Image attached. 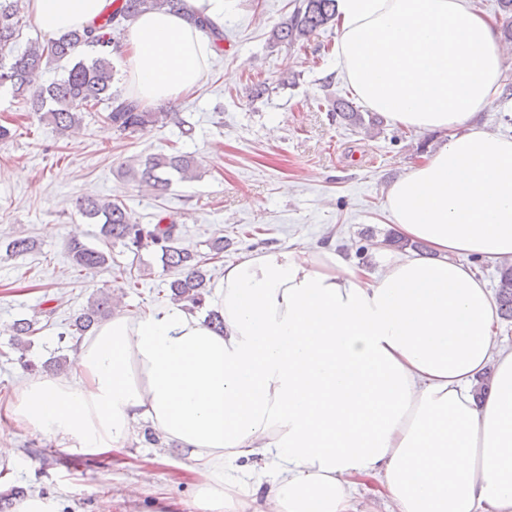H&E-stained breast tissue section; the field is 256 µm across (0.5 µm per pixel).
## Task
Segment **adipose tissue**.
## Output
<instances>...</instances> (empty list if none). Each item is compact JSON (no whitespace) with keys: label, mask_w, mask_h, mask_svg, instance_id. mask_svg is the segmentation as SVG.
Returning a JSON list of instances; mask_svg holds the SVG:
<instances>
[{"label":"adipose tissue","mask_w":512,"mask_h":512,"mask_svg":"<svg viewBox=\"0 0 512 512\" xmlns=\"http://www.w3.org/2000/svg\"><path fill=\"white\" fill-rule=\"evenodd\" d=\"M229 0L126 22L113 50L133 97L176 100L214 54ZM41 32L89 30L112 0H27ZM336 65L387 122L444 138L392 181L385 210L429 255L371 273L333 249L225 264L215 331L179 304L120 311L62 377L24 380L15 425L91 455L136 424L175 442L202 512H512V350L469 257L512 264V138L476 116L504 55L470 0H336ZM258 463L242 475L236 461ZM372 497L360 499L359 489Z\"/></svg>","instance_id":"obj_1"}]
</instances>
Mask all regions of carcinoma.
<instances>
[{
  "instance_id": "obj_1",
  "label": "carcinoma",
  "mask_w": 512,
  "mask_h": 512,
  "mask_svg": "<svg viewBox=\"0 0 512 512\" xmlns=\"http://www.w3.org/2000/svg\"><path fill=\"white\" fill-rule=\"evenodd\" d=\"M112 15L102 21L103 33L71 32L58 39L29 42L26 49L14 53L24 28L22 0H0V86L11 87L30 112H38L57 130L75 128L82 112L103 105L104 123L112 133L131 135L158 124L174 123L184 137L193 134L185 127L180 113L172 104L147 108L138 100L124 96L113 88L118 71L112 63L108 47L117 43L124 31L123 22L136 18L148 10L180 12L184 0H116ZM498 8L511 16L501 29V39L512 44V0H497ZM336 24V0H299L298 6L284 21L276 24L270 39L286 46L302 45L315 32ZM65 61L68 67L62 79L43 87L36 79L43 67ZM328 111L348 125L358 128L373 138L380 134L384 120L374 112H363L344 97H326ZM196 161L187 153H157L139 161L133 176L140 185L158 196L165 194L173 179L184 180L195 169ZM80 216L90 224L100 225L102 246H90L78 239L69 243V255L74 267L81 270L105 269L112 266V244L121 243L136 254L144 248L153 249L162 266L178 269L181 277L169 284L170 299L189 302L202 308L208 296L205 259L199 253L178 245V229L174 224H136L127 208L118 199L85 195L76 200ZM34 249L28 238L8 242L7 252L23 257ZM495 301L501 318L512 320V265L499 269L495 286ZM112 295L99 290L92 294L87 305L76 315L75 332L81 336L91 332L112 312Z\"/></svg>"
}]
</instances>
